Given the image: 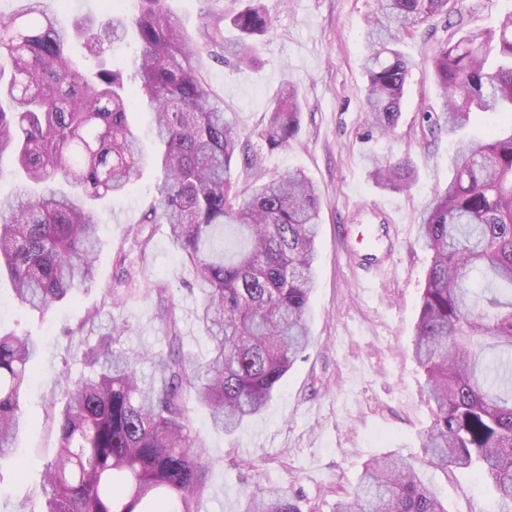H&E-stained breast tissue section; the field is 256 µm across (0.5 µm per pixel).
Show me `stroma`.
Here are the masks:
<instances>
[{
    "mask_svg": "<svg viewBox=\"0 0 512 512\" xmlns=\"http://www.w3.org/2000/svg\"><path fill=\"white\" fill-rule=\"evenodd\" d=\"M251 0H166L193 39L214 24L224 39L239 37L232 16ZM272 26L255 41L256 60L237 68L204 55L200 67L226 111L242 120L258 171L243 181L288 169L303 170L322 201L310 348L289 372L267 408L233 435L213 429L205 410L191 413L193 434L212 461L209 490L198 512H242L255 485L279 486L300 499L302 512H332L356 484L363 465L389 452L420 469L448 501L449 512H488L491 497L470 471L446 473L425 464L419 436L432 421L425 376L411 343L430 256L419 240L421 212L451 173L452 140L429 132L423 111H437L439 96L430 58L450 35L496 27L512 0H457L401 38L398 48L415 61L395 134L369 135L364 106L367 25L375 0H262ZM62 20L104 19L129 12L131 0H43ZM298 86L300 131L288 148L269 150L259 137L264 115L284 83ZM409 154L418 178L407 190L376 187L369 156ZM160 173L144 165L128 193L101 203V248L95 276L76 299L41 315L13 304L11 286L0 281V328L41 343L35 385L21 405L26 428L8 458L0 460V512H44L41 470L57 445L51 406L62 397L64 376L79 372V342L119 330L134 352L161 353L167 343L156 318L162 288L176 306L183 347L206 355L209 340L195 309L200 293L171 245L168 228L143 216ZM389 212L401 224L391 269L371 283L354 269L360 229ZM98 309L94 322L88 310ZM79 337H72V330Z\"/></svg>",
    "mask_w": 512,
    "mask_h": 512,
    "instance_id": "1",
    "label": "stroma"
}]
</instances>
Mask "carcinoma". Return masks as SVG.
<instances>
[{"mask_svg":"<svg viewBox=\"0 0 512 512\" xmlns=\"http://www.w3.org/2000/svg\"><path fill=\"white\" fill-rule=\"evenodd\" d=\"M165 0H137L131 14L69 26L22 0L0 17V159L13 160L19 191L0 195V274L15 299L40 314L92 282L100 246L95 202L125 194L147 162L128 121L153 116L160 167L146 220L169 227L173 246L201 292L195 315L210 342L200 358L183 350L175 306L158 289L167 354L114 349L101 337L81 352L88 371L66 380L54 413L57 450L44 466L45 512H197L210 459L192 435L189 400L212 427L234 433L267 406L311 344L307 317L315 288L321 210L317 188L300 171L240 181L238 160L257 166L244 126L224 111L198 65L202 48ZM451 0H377L363 67L370 129L397 127L414 62L400 36L448 12ZM243 36L223 62L253 60L246 39L268 32L262 0L232 17ZM134 30L133 73L108 64L105 46ZM83 44L92 63L69 54ZM440 109L432 129L456 134L477 113L509 127L487 138L454 140L453 175L437 188L420 221L431 252L412 352L425 373L432 425L420 436L429 466L474 471L494 512H512V13L434 53ZM299 92L287 84L260 137L288 147L300 129ZM369 177L400 191L416 180L407 155L371 159ZM40 352L34 338L0 333V459L24 423L20 398ZM151 372L140 371L143 360ZM243 512H302L287 491L255 487ZM335 512H448L415 465L394 454L365 464Z\"/></svg>","mask_w":512,"mask_h":512,"instance_id":"1","label":"carcinoma"}]
</instances>
